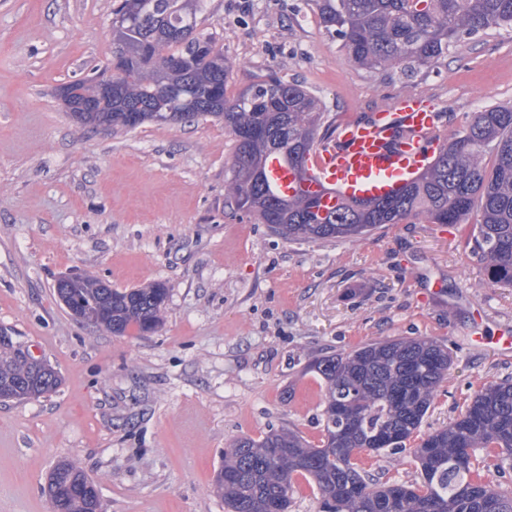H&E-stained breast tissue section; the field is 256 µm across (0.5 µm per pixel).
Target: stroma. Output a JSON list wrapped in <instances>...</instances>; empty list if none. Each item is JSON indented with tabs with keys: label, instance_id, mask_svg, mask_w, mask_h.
Returning a JSON list of instances; mask_svg holds the SVG:
<instances>
[{
	"label": "stroma",
	"instance_id": "1",
	"mask_svg": "<svg viewBox=\"0 0 512 512\" xmlns=\"http://www.w3.org/2000/svg\"><path fill=\"white\" fill-rule=\"evenodd\" d=\"M111 25L112 0H0V330L60 378L0 401V512H51L62 460L95 481L102 512H226L225 448L281 429L320 445L325 384L309 362L394 337L440 342L453 366L407 451L358 463L380 483L419 482L413 448L484 386L512 383V354L477 341L512 329V287H487L472 220L284 239L228 203L236 141L222 121L69 119L57 90L107 67ZM198 29L232 64L227 98L273 74L313 91L333 127L415 95L450 134L512 102V29L411 77L355 66L311 0H206ZM69 273L164 284L161 326L77 320L55 292Z\"/></svg>",
	"mask_w": 512,
	"mask_h": 512
}]
</instances>
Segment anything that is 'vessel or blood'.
<instances>
[{
  "label": "vessel or blood",
  "instance_id": "obj_1",
  "mask_svg": "<svg viewBox=\"0 0 512 512\" xmlns=\"http://www.w3.org/2000/svg\"><path fill=\"white\" fill-rule=\"evenodd\" d=\"M441 132L430 102L408 95L369 120L338 126L311 155L305 179H298L279 158L270 159L267 172L284 195L315 194L325 208L343 197L378 198L430 165Z\"/></svg>",
  "mask_w": 512,
  "mask_h": 512
}]
</instances>
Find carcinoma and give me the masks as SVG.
I'll return each mask as SVG.
<instances>
[{
  "label": "carcinoma",
  "mask_w": 512,
  "mask_h": 512,
  "mask_svg": "<svg viewBox=\"0 0 512 512\" xmlns=\"http://www.w3.org/2000/svg\"><path fill=\"white\" fill-rule=\"evenodd\" d=\"M116 0L112 42L127 48L114 75L118 93L98 92L99 82L70 84L75 97H96L98 115L114 129L145 122L221 119L236 139L228 196L236 208L269 224L288 240L351 239L383 224L423 217L431 224H460L471 214L474 248L484 262L487 285H512V105L486 107L461 130L445 138L432 164L399 191L367 203L341 201L320 213L311 195L288 198L267 175L277 155L296 171L329 133L324 108L309 89L268 75L235 99L225 96L231 62L215 38L197 31L204 0ZM320 24L341 41L359 67H393L411 77L432 67L464 39L497 28L512 29V0H312ZM140 107L128 124L126 107ZM97 281L72 300V310L90 309L118 335L131 327L156 329L167 288L107 289ZM453 357L448 347L417 338L367 344L348 354L311 361L325 383L324 441L313 446L293 432L273 431L263 440H236L224 452L216 484L228 512H288L293 478L316 485L334 512H512V489L472 478L476 448L512 451V384L478 391L459 417L429 434L413 450L420 466L417 486L366 480L355 456L361 451L391 454L421 426ZM0 382L18 389L16 400L54 391L60 379L27 361L23 350L0 345ZM50 483L72 492L52 498L55 512H99L97 488L78 465L62 462Z\"/></svg>",
  "instance_id": "1"
}]
</instances>
